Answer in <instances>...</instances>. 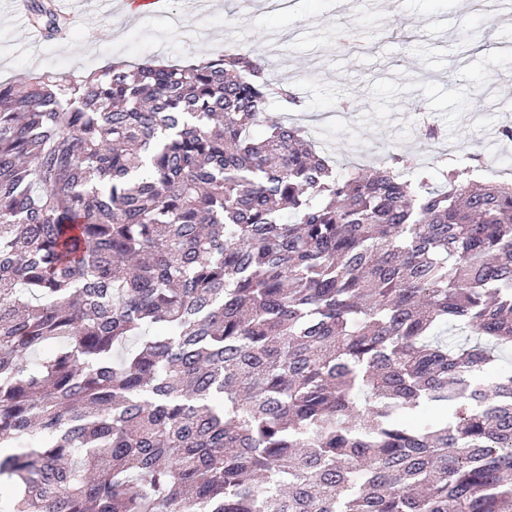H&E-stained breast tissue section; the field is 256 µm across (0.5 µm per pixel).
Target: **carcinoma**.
Masks as SVG:
<instances>
[{"mask_svg":"<svg viewBox=\"0 0 512 512\" xmlns=\"http://www.w3.org/2000/svg\"><path fill=\"white\" fill-rule=\"evenodd\" d=\"M274 99L0 82V512H512V184L339 176Z\"/></svg>","mask_w":512,"mask_h":512,"instance_id":"obj_1","label":"carcinoma"}]
</instances>
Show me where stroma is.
I'll list each match as a JSON object with an SVG mask.
<instances>
[{
    "label": "stroma",
    "mask_w": 512,
    "mask_h": 512,
    "mask_svg": "<svg viewBox=\"0 0 512 512\" xmlns=\"http://www.w3.org/2000/svg\"><path fill=\"white\" fill-rule=\"evenodd\" d=\"M71 46L42 40L29 47L24 21L0 0V79L33 72L84 73L119 58L177 61L216 53L225 43L265 51L274 75L288 80L300 106L273 103L270 117L309 126L334 163L364 170L391 155L415 157L441 183L448 164L467 157L486 181H511L512 23L473 10L463 0H167L145 16L122 0H75ZM352 35L340 46L337 30ZM440 126L428 144L418 113Z\"/></svg>",
    "instance_id": "1"
}]
</instances>
